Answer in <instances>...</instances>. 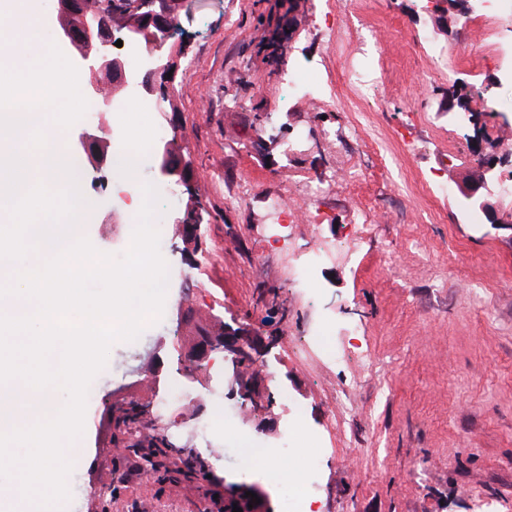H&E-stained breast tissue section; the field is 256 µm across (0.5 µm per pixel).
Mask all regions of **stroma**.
I'll list each match as a JSON object with an SVG mask.
<instances>
[{"label": "stroma", "mask_w": 512, "mask_h": 512, "mask_svg": "<svg viewBox=\"0 0 512 512\" xmlns=\"http://www.w3.org/2000/svg\"><path fill=\"white\" fill-rule=\"evenodd\" d=\"M190 0L165 52L178 55L170 103L150 118L184 134L175 147L189 185L171 183L156 218L169 284L160 320L133 342L112 344L91 383L79 465L58 512H204L207 484L176 473L120 475L133 453L112 452L114 407L138 397L150 414L140 433L162 431L178 458L193 456L235 491L259 489L279 512L281 486L247 465L242 437L289 442L302 465L313 438L324 447L315 512H512V224L469 223L463 188L486 172L492 145L476 147L448 111L454 82L490 87L512 139V85L471 70L465 17L448 0ZM432 37L460 64L430 77L419 48ZM367 46L376 70L362 91L341 78L345 57ZM313 68L299 93L288 74ZM117 169L84 167L94 204L84 235L121 256L133 224L112 193ZM451 186L438 194L431 175ZM280 193L300 212L269 223ZM202 210V249L182 255L172 223ZM371 235L349 239L355 225ZM328 256L316 286L294 282L310 254ZM228 325L261 337L253 367L259 397L222 375L188 373L199 331ZM159 369L158 388L146 386ZM176 380L190 399L161 410ZM224 411L225 435L199 420Z\"/></svg>", "instance_id": "1"}]
</instances>
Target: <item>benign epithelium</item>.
Masks as SVG:
<instances>
[{"instance_id":"obj_1","label":"benign epithelium","mask_w":512,"mask_h":512,"mask_svg":"<svg viewBox=\"0 0 512 512\" xmlns=\"http://www.w3.org/2000/svg\"><path fill=\"white\" fill-rule=\"evenodd\" d=\"M114 17L121 20L125 28V41L132 45L151 47L145 58L144 73L139 74L127 69L123 59L112 54V26L101 20L100 16L77 12L73 0H59V9L63 20L59 36L69 42L85 62L88 71V82L85 93L93 98L102 110L112 109L113 97L101 91L97 75L102 72L112 74V81L124 87L135 86L137 93L148 97L157 104L169 99L174 81L172 73L178 69V56L164 53L161 49H152L159 33L169 23L177 22L180 15L174 10V0H116ZM110 143L96 131L83 133L75 151L86 156L88 162L102 168L109 164L111 154ZM172 149L170 142L161 141L154 149L155 175L160 183L174 181L185 183L191 179V172L185 167H178L171 162ZM484 184H478L466 192L464 197L469 204L488 214L495 210L480 193ZM185 250L198 248L200 235L199 226L202 217L196 209H187L173 220ZM252 341L240 332L226 327L219 334L204 332L197 340L188 357L195 365L208 361L212 355L220 354L239 365L251 358Z\"/></svg>"}]
</instances>
